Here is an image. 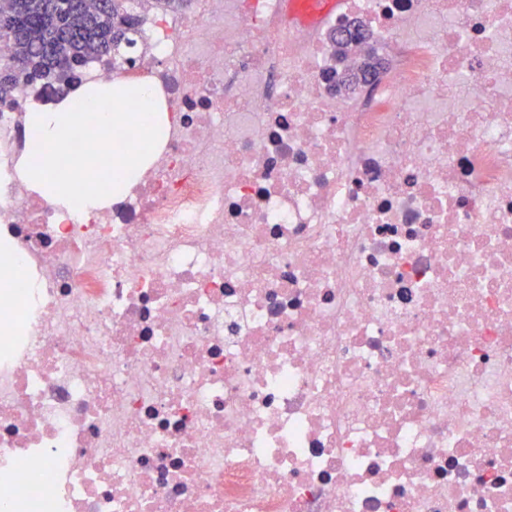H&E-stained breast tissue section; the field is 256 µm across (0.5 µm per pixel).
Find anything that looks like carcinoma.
<instances>
[{"instance_id":"obj_1","label":"carcinoma","mask_w":512,"mask_h":512,"mask_svg":"<svg viewBox=\"0 0 512 512\" xmlns=\"http://www.w3.org/2000/svg\"><path fill=\"white\" fill-rule=\"evenodd\" d=\"M137 0H96L77 11L50 0H0V103L21 82L54 87L90 63L133 64Z\"/></svg>"}]
</instances>
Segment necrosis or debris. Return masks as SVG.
I'll return each mask as SVG.
<instances>
[{
    "label": "necrosis or debris",
    "instance_id": "necrosis-or-debris-1",
    "mask_svg": "<svg viewBox=\"0 0 512 512\" xmlns=\"http://www.w3.org/2000/svg\"><path fill=\"white\" fill-rule=\"evenodd\" d=\"M124 75L173 117L89 214L0 104V512H512V0H190ZM339 3V0H290L288 6L305 20H318L335 9Z\"/></svg>",
    "mask_w": 512,
    "mask_h": 512
}]
</instances>
